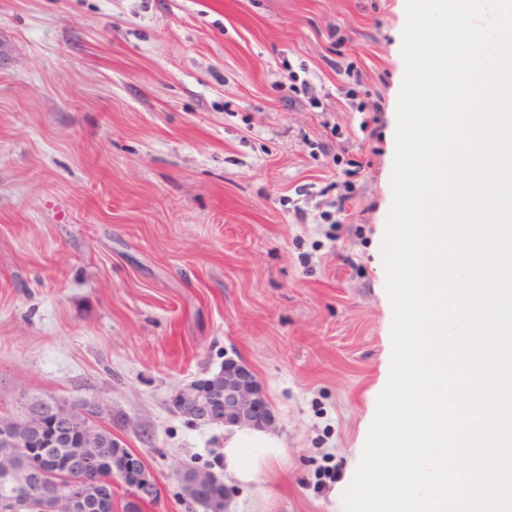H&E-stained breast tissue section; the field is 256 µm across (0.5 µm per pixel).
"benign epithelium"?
<instances>
[{
    "label": "benign epithelium",
    "mask_w": 512,
    "mask_h": 512,
    "mask_svg": "<svg viewBox=\"0 0 512 512\" xmlns=\"http://www.w3.org/2000/svg\"><path fill=\"white\" fill-rule=\"evenodd\" d=\"M176 407L192 420H204L224 424L227 430L233 428L264 429L271 425L272 412L255 373L242 360L228 356L224 359V371L220 380H202L190 384L176 395ZM70 413L84 417L89 423L96 424L97 407L88 402L79 404H49L20 420L14 416H0V437L6 440V449L0 452V473L9 475L15 470L10 449L22 446L16 434L41 432L46 419L53 416L60 421ZM123 470L135 473L138 493L147 494L158 488L154 472L146 465L143 457L133 451L121 462ZM178 479L184 482V490L189 498L205 506L206 512H226L228 499L214 501L199 497L195 492L220 484L218 478L210 472L198 471L185 466L178 472ZM112 487V478H87L84 475L74 477L70 494L66 499V512H86L88 492L98 491L100 510H111L110 500L106 497ZM0 512H38L37 496L31 490L15 492L0 499Z\"/></svg>",
    "instance_id": "7a95c632"
}]
</instances>
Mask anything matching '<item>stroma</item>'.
<instances>
[{
	"label": "stroma",
	"mask_w": 512,
	"mask_h": 512,
	"mask_svg": "<svg viewBox=\"0 0 512 512\" xmlns=\"http://www.w3.org/2000/svg\"><path fill=\"white\" fill-rule=\"evenodd\" d=\"M402 26L399 0H0V414L97 404L157 476L143 512H203L184 465L229 512H343L390 367ZM228 356L285 450L247 482L174 404ZM187 478L193 479L185 481ZM178 479L184 484V490L189 498L194 500L196 503L205 506L206 512H227L228 504V489L223 484L224 499L220 501H214L206 497H199L193 494L194 491L203 490L210 487L213 484L220 485L218 478L210 472L198 471L193 467L185 466L178 472ZM203 507V506H202Z\"/></svg>",
	"instance_id": "35a3bbf8"
}]
</instances>
